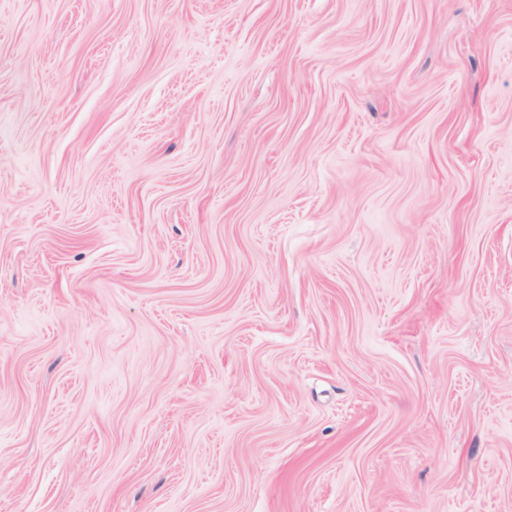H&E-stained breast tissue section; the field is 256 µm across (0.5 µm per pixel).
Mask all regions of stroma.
<instances>
[{
	"label": "stroma",
	"instance_id": "obj_1",
	"mask_svg": "<svg viewBox=\"0 0 512 512\" xmlns=\"http://www.w3.org/2000/svg\"><path fill=\"white\" fill-rule=\"evenodd\" d=\"M0 512H512V0H0Z\"/></svg>",
	"mask_w": 512,
	"mask_h": 512
}]
</instances>
